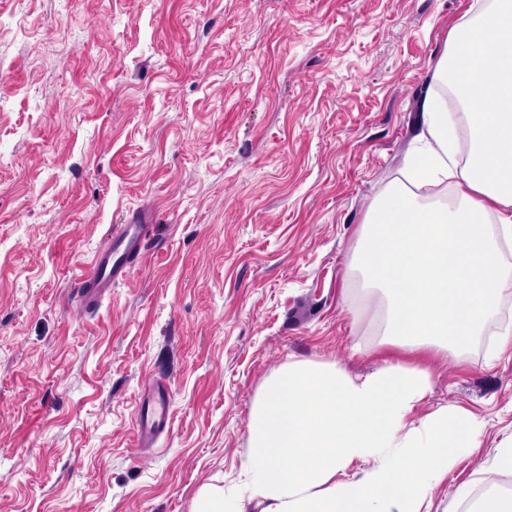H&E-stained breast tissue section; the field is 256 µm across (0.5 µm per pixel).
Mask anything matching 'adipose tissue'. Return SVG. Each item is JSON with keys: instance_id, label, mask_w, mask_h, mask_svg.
Returning <instances> with one entry per match:
<instances>
[{"instance_id": "adipose-tissue-1", "label": "adipose tissue", "mask_w": 512, "mask_h": 512, "mask_svg": "<svg viewBox=\"0 0 512 512\" xmlns=\"http://www.w3.org/2000/svg\"><path fill=\"white\" fill-rule=\"evenodd\" d=\"M449 43L433 78L454 87L471 118L470 157L455 162L454 117L424 97L421 145L408 159L420 191L390 189L352 251L364 289L383 293L388 343L453 354L512 297L502 252L512 243V0L457 24ZM448 180L453 202L434 200ZM430 381L427 370L400 364L356 379L332 364L280 370L248 422L243 473L261 512H430L436 486L484 430L448 408L408 422ZM356 463L362 475L346 478Z\"/></svg>"}]
</instances>
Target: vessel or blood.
Listing matches in <instances>:
<instances>
[{
  "mask_svg": "<svg viewBox=\"0 0 512 512\" xmlns=\"http://www.w3.org/2000/svg\"><path fill=\"white\" fill-rule=\"evenodd\" d=\"M147 227L124 224L77 283V295L83 309L94 308L113 284L129 276L146 250ZM170 392L160 382L153 383L135 417L139 440L150 442L160 436L170 422Z\"/></svg>",
  "mask_w": 512,
  "mask_h": 512,
  "instance_id": "1",
  "label": "vessel or blood"
}]
</instances>
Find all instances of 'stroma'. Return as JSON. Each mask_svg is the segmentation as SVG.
Instances as JSON below:
<instances>
[{"mask_svg":"<svg viewBox=\"0 0 512 512\" xmlns=\"http://www.w3.org/2000/svg\"><path fill=\"white\" fill-rule=\"evenodd\" d=\"M490 0H0V512H192L239 494L247 423L291 362L431 373L416 405L484 424L431 512H470L512 440V299L464 352L387 345L352 268L411 182L450 30ZM150 246L92 310L75 283L117 227ZM171 424L135 434L150 377ZM470 494L454 495L460 483ZM192 512H223L224 488L211 486L203 489L195 498Z\"/></svg>","mask_w":512,"mask_h":512,"instance_id":"1","label":"stroma"}]
</instances>
